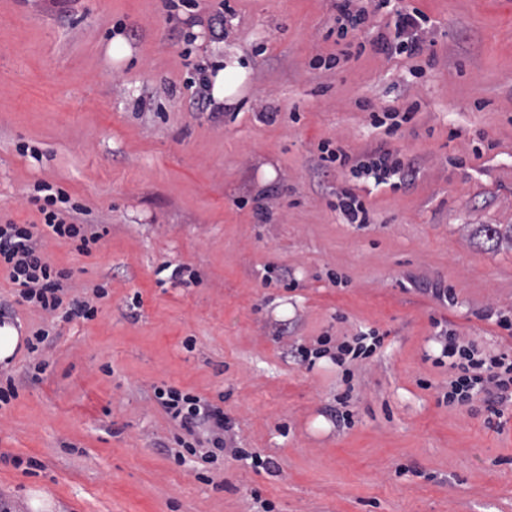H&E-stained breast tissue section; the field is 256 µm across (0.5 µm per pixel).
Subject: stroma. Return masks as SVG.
Masks as SVG:
<instances>
[{
    "mask_svg": "<svg viewBox=\"0 0 512 512\" xmlns=\"http://www.w3.org/2000/svg\"><path fill=\"white\" fill-rule=\"evenodd\" d=\"M0 0V215L39 220L37 182L103 229L91 255L52 243L67 299L105 286L93 320L19 346L0 382V498L30 512H512V410L448 404L434 321L512 352V0H402L435 28L421 67L343 59L332 0ZM121 41L123 55L112 53ZM336 55L314 69L316 55ZM242 59L231 104L188 80ZM418 103L397 135L370 111ZM370 111H363V104ZM399 153L400 189L355 187L373 224L335 208L347 172L319 145ZM189 267L195 281L171 280ZM451 288L444 305L419 282ZM384 335L341 368L320 337ZM157 386L223 408L248 458L177 461ZM39 460L34 474L14 459Z\"/></svg>",
    "mask_w": 512,
    "mask_h": 512,
    "instance_id": "1",
    "label": "stroma"
}]
</instances>
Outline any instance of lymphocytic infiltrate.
<instances>
[{
    "label": "lymphocytic infiltrate",
    "instance_id": "lymphocytic-infiltrate-1",
    "mask_svg": "<svg viewBox=\"0 0 512 512\" xmlns=\"http://www.w3.org/2000/svg\"><path fill=\"white\" fill-rule=\"evenodd\" d=\"M428 18L416 8L396 11L393 29L377 33L372 44L376 52L386 56L406 55L417 58L427 50L430 41ZM323 161L349 170L357 178L400 188L407 178L400 157L386 150L354 154L344 146H321ZM29 202L41 215L37 224L0 223V267L18 288L20 302L40 308L50 316L70 322L90 320L97 313L96 300L105 298L104 287L94 288L91 298L65 303L67 269L55 267L46 256L48 242L72 246L82 255L95 250L101 240L91 225L81 223L84 209L71 204L67 193L53 184H35ZM442 354L450 358L456 369L455 379L448 384V402L465 403L473 395H482L487 411L503 418V409L512 404V356L479 348L475 340L456 335L450 329L439 332ZM154 398L179 428L189 436L185 448L202 462H212L217 454L234 458L243 456L235 444L233 427L221 407L206 399L171 387H158Z\"/></svg>",
    "mask_w": 512,
    "mask_h": 512
}]
</instances>
